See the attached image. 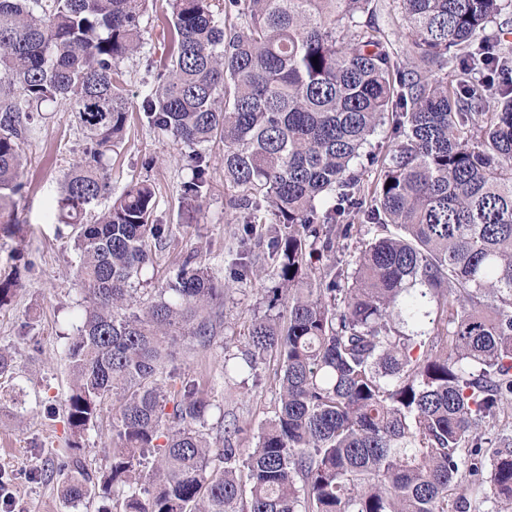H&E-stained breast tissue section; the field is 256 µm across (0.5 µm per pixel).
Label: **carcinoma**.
Masks as SVG:
<instances>
[{"mask_svg":"<svg viewBox=\"0 0 512 512\" xmlns=\"http://www.w3.org/2000/svg\"><path fill=\"white\" fill-rule=\"evenodd\" d=\"M168 2L171 49L136 106L121 63L142 48L146 0H0V213L42 107L69 102L85 141L56 206L85 302L64 412L78 438L112 403L116 448L97 477L70 456L65 504L119 483L118 512H471L485 488L512 502V441L483 438L512 406V82L484 75L512 69L509 22L491 30L512 0H394L409 38L393 51L373 0ZM135 112L192 149L190 206L223 145L230 275L251 280L258 248L277 281L245 365L224 366L278 357L252 448L235 419L212 447L207 395L163 379L181 340L218 335L224 285L191 252L132 307L169 240L152 185L83 222ZM388 118L397 142L366 184ZM357 222L376 235L355 266H321ZM18 285L0 280V309Z\"/></svg>","mask_w":512,"mask_h":512,"instance_id":"carcinoma-1","label":"carcinoma"}]
</instances>
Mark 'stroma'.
I'll return each mask as SVG.
<instances>
[{"mask_svg":"<svg viewBox=\"0 0 512 512\" xmlns=\"http://www.w3.org/2000/svg\"><path fill=\"white\" fill-rule=\"evenodd\" d=\"M168 15L166 0H149L142 21L143 48L121 65L130 94L153 82L150 63L164 51ZM84 139L73 121L71 106L60 101L46 108L40 125L24 145L27 166L23 189L15 196V223L0 228V274L19 269L21 284L8 306L0 309V349L17 357L13 380H0V479L8 484L21 512H70L61 495L67 474L61 468L71 450L64 416L70 374L63 358L82 313L83 297L75 285L79 255L58 224L56 207L63 176L82 157ZM191 150L170 136L154 131L133 117L119 148L107 156L112 193L101 198L105 210L114 195L136 180L155 189V218L170 225L173 242L163 251L153 273L137 285L146 300L165 287L182 253L194 250L203 264L224 282L222 323L210 348L185 341L169 370L176 379H196L208 391L212 407L205 431L213 446L222 447V420L237 419L248 433L242 447L254 446L261 425L274 415L278 386L277 361L266 357L255 370L225 377V362H240L245 334L253 315L267 309L268 276L241 285L227 266L239 246L237 216L225 210L224 149L215 144L207 152L212 192L194 213L181 207L180 189L192 177ZM112 410H104L97 425L85 431L79 455L89 470L108 466L112 458Z\"/></svg>","mask_w":512,"mask_h":512,"instance_id":"35a3bbf8","label":"stroma"}]
</instances>
